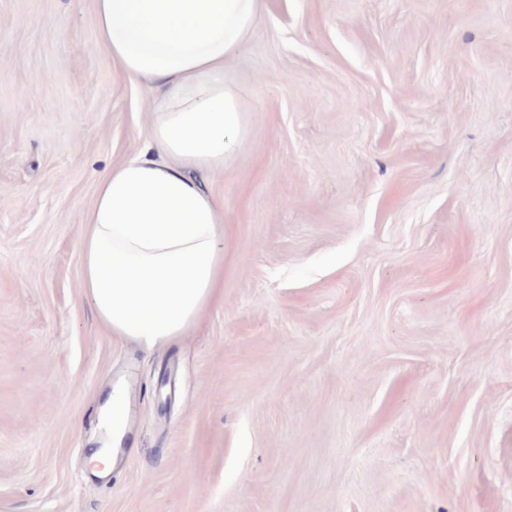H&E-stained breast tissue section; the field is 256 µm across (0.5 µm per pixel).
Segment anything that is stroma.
Returning <instances> with one entry per match:
<instances>
[{
	"label": "stroma",
	"mask_w": 512,
	"mask_h": 512,
	"mask_svg": "<svg viewBox=\"0 0 512 512\" xmlns=\"http://www.w3.org/2000/svg\"><path fill=\"white\" fill-rule=\"evenodd\" d=\"M224 77V299L146 352L80 233L148 92L94 0H0V512H512V0H265Z\"/></svg>",
	"instance_id": "stroma-1"
}]
</instances>
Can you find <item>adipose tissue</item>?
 Instances as JSON below:
<instances>
[{"instance_id": "adipose-tissue-1", "label": "adipose tissue", "mask_w": 512, "mask_h": 512, "mask_svg": "<svg viewBox=\"0 0 512 512\" xmlns=\"http://www.w3.org/2000/svg\"><path fill=\"white\" fill-rule=\"evenodd\" d=\"M263 0H95L100 42L152 95L143 148L98 177L82 286L111 335H182L224 295V207L205 185L250 129L224 70Z\"/></svg>"}]
</instances>
